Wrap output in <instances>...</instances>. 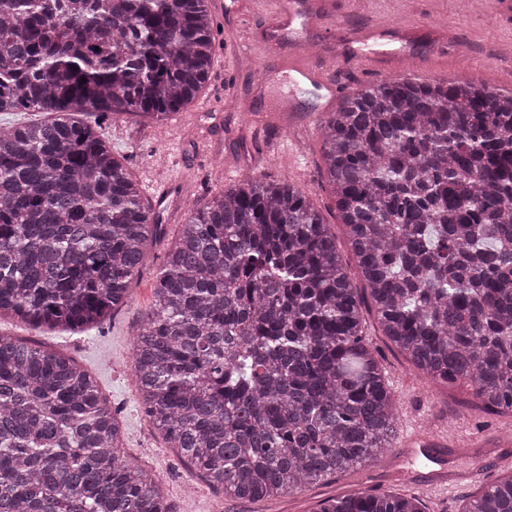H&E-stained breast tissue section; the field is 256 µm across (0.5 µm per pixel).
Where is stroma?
<instances>
[{"label":"stroma","mask_w":512,"mask_h":512,"mask_svg":"<svg viewBox=\"0 0 512 512\" xmlns=\"http://www.w3.org/2000/svg\"><path fill=\"white\" fill-rule=\"evenodd\" d=\"M330 2L333 16L310 27L302 39L329 55L331 67H351V53L359 48L356 37L363 31L386 24L411 32L408 43L390 42L389 52L373 56L370 70L353 73L341 98L392 77L397 67L426 81L463 78L512 91V26L495 21L494 0H482L476 10L467 0ZM459 44L464 45V53L456 52ZM262 69L261 63L240 60L233 78L236 105L231 111L224 107V77L214 72L196 101L171 115L164 132L119 119L104 121L103 136L114 151L127 156L145 196L171 183L176 186L160 206L164 237L148 248L140 277L110 320L98 328L62 334L34 330L16 319L0 320V331L35 339L96 378L124 425L125 458L156 477L178 512H315L320 501L354 492L407 494L414 480L436 468L425 456L412 455L396 441L376 462L317 482L303 493L261 502L239 500L211 487L183 463L167 447L142 405L133 376V338L153 305L169 240L178 235L193 202H207L224 186L225 174L240 179L263 175L303 188L335 233L353 285L361 283L357 260L337 219L335 198L322 177L318 92L311 86L298 91L295 112L279 118L276 108L285 82L278 76L261 81ZM362 315L366 338L378 353L400 414L418 415L426 435L447 434L449 445L437 450L446 474L466 469L473 456L482 458L481 481L462 482L446 500L422 499L425 512H464L487 484L512 474V447L504 450L487 441L491 435H512V413L482 410L465 385L426 384L383 336L374 311L366 307Z\"/></svg>","instance_id":"1"}]
</instances>
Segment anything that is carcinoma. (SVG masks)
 <instances>
[{
	"label": "carcinoma",
	"instance_id": "obj_1",
	"mask_svg": "<svg viewBox=\"0 0 512 512\" xmlns=\"http://www.w3.org/2000/svg\"><path fill=\"white\" fill-rule=\"evenodd\" d=\"M207 0H0V318L98 325L163 234L98 134L161 127L214 63ZM323 177L363 282L299 186L249 177L192 206L170 242L133 373L168 447L224 494H298L364 466L398 435L364 338L384 336L429 380L512 412V92L392 77L318 126ZM96 379L0 333V512H178L121 451ZM317 512H423L360 492ZM464 512H512V476Z\"/></svg>",
	"mask_w": 512,
	"mask_h": 512
}]
</instances>
